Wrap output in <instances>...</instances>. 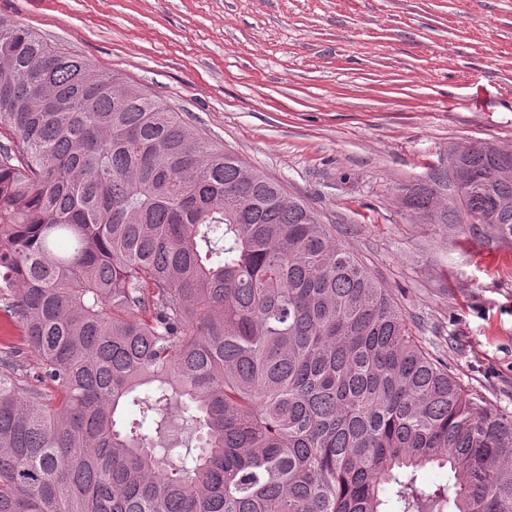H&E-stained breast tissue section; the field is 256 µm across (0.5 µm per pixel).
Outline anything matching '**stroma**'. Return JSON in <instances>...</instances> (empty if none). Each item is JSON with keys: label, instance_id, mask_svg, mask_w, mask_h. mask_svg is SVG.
Instances as JSON below:
<instances>
[{"label": "stroma", "instance_id": "1", "mask_svg": "<svg viewBox=\"0 0 512 512\" xmlns=\"http://www.w3.org/2000/svg\"><path fill=\"white\" fill-rule=\"evenodd\" d=\"M335 225L414 336L512 414V237L414 224L397 189L512 150V0H0Z\"/></svg>", "mask_w": 512, "mask_h": 512}]
</instances>
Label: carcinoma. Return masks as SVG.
Returning <instances> with one entry per match:
<instances>
[{"label": "carcinoma", "instance_id": "carcinoma-1", "mask_svg": "<svg viewBox=\"0 0 512 512\" xmlns=\"http://www.w3.org/2000/svg\"><path fill=\"white\" fill-rule=\"evenodd\" d=\"M5 57L0 311L37 360L0 358V512H512V415L305 200L0 17ZM462 165L404 208L512 236V150Z\"/></svg>", "mask_w": 512, "mask_h": 512}]
</instances>
